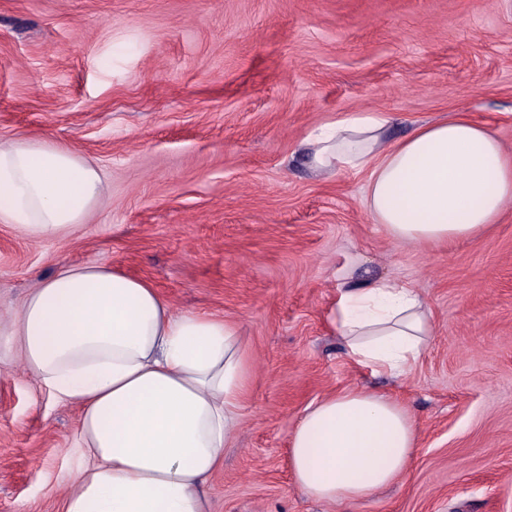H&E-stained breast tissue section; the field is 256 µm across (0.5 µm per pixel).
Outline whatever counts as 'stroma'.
I'll list each match as a JSON object with an SVG mask.
<instances>
[{
  "instance_id": "stroma-1",
  "label": "stroma",
  "mask_w": 512,
  "mask_h": 512,
  "mask_svg": "<svg viewBox=\"0 0 512 512\" xmlns=\"http://www.w3.org/2000/svg\"><path fill=\"white\" fill-rule=\"evenodd\" d=\"M358 111L396 115L394 137L463 112L512 149V0H0V140L71 147L107 186L66 237L0 224V324L68 265L235 321L253 370L209 512H331L294 485L288 443L351 386L397 397L418 448L339 512H512V208L476 239L396 244L364 174L299 150ZM380 278L420 288L437 325L404 377L351 361L331 323L342 289ZM79 418L0 349V512H61Z\"/></svg>"
}]
</instances>
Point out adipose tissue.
<instances>
[{
  "label": "adipose tissue",
  "instance_id": "1",
  "mask_svg": "<svg viewBox=\"0 0 512 512\" xmlns=\"http://www.w3.org/2000/svg\"><path fill=\"white\" fill-rule=\"evenodd\" d=\"M385 112L346 113L305 138L318 172L365 174L364 205L398 244L469 239L512 205V152L454 114L390 135ZM106 192L97 166L45 140H0V224L34 241L85 224ZM332 323L349 358L401 377L437 327L422 294L394 279L341 293ZM24 369L76 406L78 467L62 512H206L204 486L241 428L252 355L236 323L177 311L152 283L105 266L66 267L10 319ZM416 422L393 396L354 386L310 404L288 448L294 484L333 507L407 474Z\"/></svg>",
  "mask_w": 512,
  "mask_h": 512
}]
</instances>
